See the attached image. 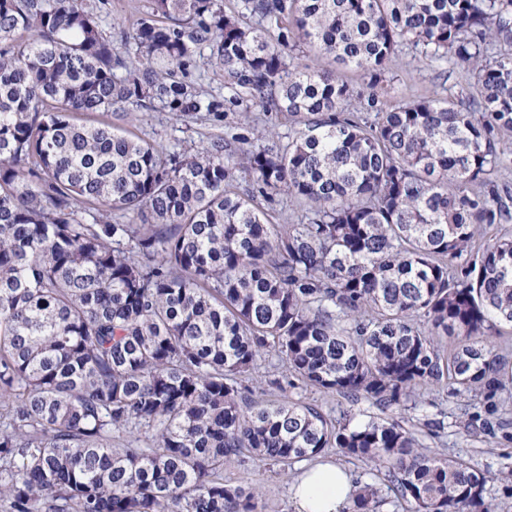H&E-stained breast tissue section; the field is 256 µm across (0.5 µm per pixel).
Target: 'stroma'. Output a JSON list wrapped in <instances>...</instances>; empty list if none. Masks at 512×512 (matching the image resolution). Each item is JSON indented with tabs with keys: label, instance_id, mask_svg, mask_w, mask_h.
I'll return each instance as SVG.
<instances>
[{
	"label": "stroma",
	"instance_id": "stroma-1",
	"mask_svg": "<svg viewBox=\"0 0 512 512\" xmlns=\"http://www.w3.org/2000/svg\"><path fill=\"white\" fill-rule=\"evenodd\" d=\"M93 8L104 31L111 34L116 47H123L122 35L131 31L140 17L149 12L151 0H85ZM192 89L206 95L227 97L224 74L213 64L208 47H196L180 75ZM467 86L462 70L448 65L423 61L411 48L402 47L385 79L375 89L384 107H392L406 99L437 98L459 93ZM238 116L227 114L223 121L207 119L205 114L189 117L163 107L142 110L132 106L114 112L112 127L123 134H133L142 141L163 147L165 152H184L208 144L214 137L235 129ZM290 397L317 405L324 412L338 415L347 411L352 423L367 422L378 410L366 401L357 403L314 388L289 389ZM463 399L448 396L445 389L431 388L421 392L415 406L403 410L407 427L416 430L429 451L441 456L459 457L486 473V495L498 512H512V495L506 493L501 474L512 467V440L503 434L486 435L466 432L459 415ZM437 421V430H429L428 421ZM292 472L266 462L231 461L224 465L228 483L255 489L260 496L262 512H293L289 486Z\"/></svg>",
	"mask_w": 512,
	"mask_h": 512
}]
</instances>
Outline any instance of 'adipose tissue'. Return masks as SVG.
Masks as SVG:
<instances>
[{
	"mask_svg": "<svg viewBox=\"0 0 512 512\" xmlns=\"http://www.w3.org/2000/svg\"><path fill=\"white\" fill-rule=\"evenodd\" d=\"M355 489L344 467L315 461L293 478L292 505L295 512H349Z\"/></svg>",
	"mask_w": 512,
	"mask_h": 512,
	"instance_id": "obj_1",
	"label": "adipose tissue"
}]
</instances>
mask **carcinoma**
<instances>
[{
	"instance_id": "1",
	"label": "carcinoma",
	"mask_w": 512,
	"mask_h": 512,
	"mask_svg": "<svg viewBox=\"0 0 512 512\" xmlns=\"http://www.w3.org/2000/svg\"><path fill=\"white\" fill-rule=\"evenodd\" d=\"M112 46L83 0H0V502L5 512H259L224 463L283 466L328 448L374 465L410 512H495L483 473L432 454L393 411L422 389L470 395L469 427L512 389V0H153ZM206 43L236 102L292 118L163 154L90 116L205 112L177 80ZM471 78L404 101L383 81L402 45ZM307 45L332 60L297 62ZM301 208L275 224L239 191ZM112 212L140 223L112 222ZM450 341L443 349L439 341ZM281 364L260 404L252 376ZM381 415L351 424L288 399L298 384ZM128 447H112V435ZM358 482L351 512H377Z\"/></svg>"
}]
</instances>
